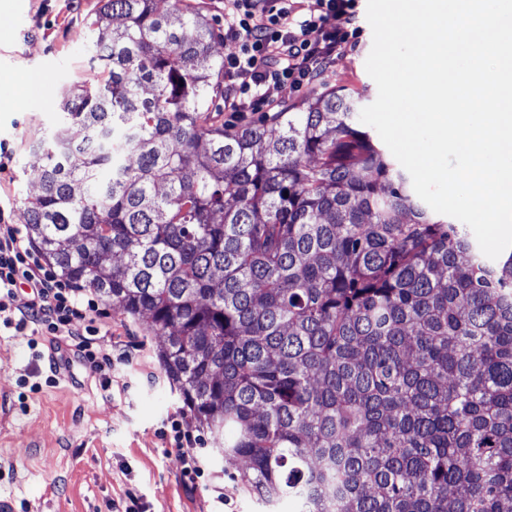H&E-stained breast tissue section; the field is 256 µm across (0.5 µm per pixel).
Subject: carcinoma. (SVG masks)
<instances>
[{
	"mask_svg": "<svg viewBox=\"0 0 512 512\" xmlns=\"http://www.w3.org/2000/svg\"><path fill=\"white\" fill-rule=\"evenodd\" d=\"M89 27L100 76L31 146L39 251L146 320L259 499L512 512V248L431 213L351 92L225 130L224 29L185 0Z\"/></svg>",
	"mask_w": 512,
	"mask_h": 512,
	"instance_id": "1",
	"label": "carcinoma"
}]
</instances>
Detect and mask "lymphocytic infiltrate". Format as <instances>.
Returning a JSON list of instances; mask_svg holds the SVG:
<instances>
[{
    "label": "lymphocytic infiltrate",
    "mask_w": 512,
    "mask_h": 512,
    "mask_svg": "<svg viewBox=\"0 0 512 512\" xmlns=\"http://www.w3.org/2000/svg\"><path fill=\"white\" fill-rule=\"evenodd\" d=\"M356 0H224V109L237 114L276 109L267 88L301 87L323 78L343 55L356 28ZM30 290L19 325L67 337L78 356L96 363V302L82 287L45 265L16 224H0V313L18 286Z\"/></svg>",
    "instance_id": "obj_1"
}]
</instances>
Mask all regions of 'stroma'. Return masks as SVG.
<instances>
[{"label": "stroma", "instance_id": "stroma-1", "mask_svg": "<svg viewBox=\"0 0 512 512\" xmlns=\"http://www.w3.org/2000/svg\"><path fill=\"white\" fill-rule=\"evenodd\" d=\"M100 0H12L9 36L0 38V75H45L47 94L21 110L0 108V224L23 223L32 195L31 145L62 120L65 93L91 75L87 21ZM372 30L360 32L328 77L295 89L272 85L271 99L301 103L324 89L377 97L365 69ZM98 325L112 361L93 371L65 340L0 320V496L14 512H300L291 498L253 496L233 459L212 464L206 431L164 374L160 340L146 324L99 302ZM181 420L202 440L204 475L188 484L170 433Z\"/></svg>", "mask_w": 512, "mask_h": 512}]
</instances>
